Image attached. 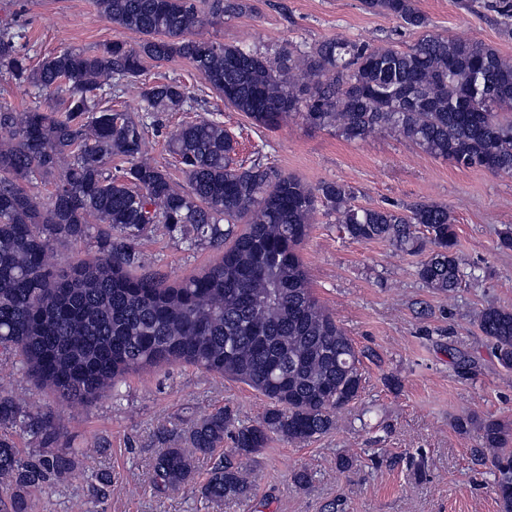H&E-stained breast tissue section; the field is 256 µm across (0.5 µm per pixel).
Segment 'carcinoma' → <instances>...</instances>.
I'll use <instances>...</instances> for the list:
<instances>
[{
	"mask_svg": "<svg viewBox=\"0 0 512 512\" xmlns=\"http://www.w3.org/2000/svg\"><path fill=\"white\" fill-rule=\"evenodd\" d=\"M408 30L425 29L417 0H364ZM113 24L145 39L92 53L64 49L32 67L23 33L0 26V70L62 96L59 107L0 108V352L57 399L89 405L118 393L128 374L189 364L242 381L268 400L262 419L235 424L218 409L156 457L151 482L164 492L192 482L193 455L231 435L232 454L251 457L272 435L305 443L334 428L336 410L358 397L360 360L352 341L308 286L298 247L319 209L336 214L353 240H383L427 253L417 267L429 288L451 292L463 271L448 208L416 203L400 210L353 204L337 182L310 187L259 159L233 158L234 140L217 119L201 118L171 134L169 152L186 186L145 157L158 112H195L202 103L181 82L142 81L144 61L189 62L210 89L235 93L228 104L264 129L288 113L347 141L391 130L458 167L512 175V60L478 40L426 33L404 50L331 39L274 53L227 44L202 31L256 10L249 0H97ZM142 84L143 115L102 106L98 92ZM53 184L43 203L27 190L35 175ZM93 217L96 223H88ZM246 228L238 230L239 223ZM151 224L185 247L224 249L204 273L178 284L138 275V241ZM93 238L100 256L63 270L47 257L58 242ZM498 363L512 370V309L477 315ZM22 432L40 451L11 440ZM482 447L500 473L502 512H512V427L480 426ZM77 448L49 412H35L0 389V499L31 512V493L64 486L82 472ZM241 467L221 460L202 494L245 498Z\"/></svg>",
	"mask_w": 512,
	"mask_h": 512,
	"instance_id": "1",
	"label": "carcinoma"
}]
</instances>
